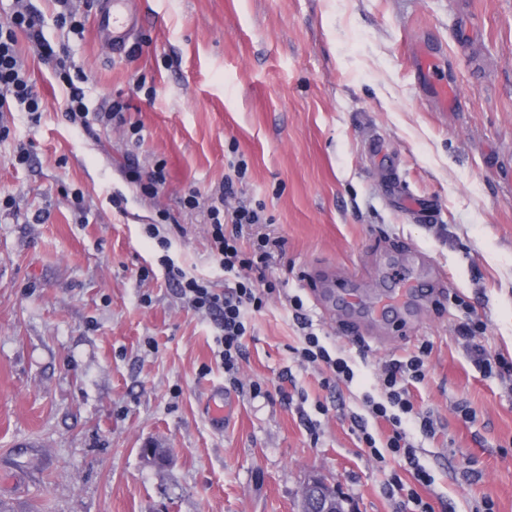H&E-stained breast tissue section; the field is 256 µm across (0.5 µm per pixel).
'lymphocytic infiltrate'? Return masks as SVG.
Returning <instances> with one entry per match:
<instances>
[{
    "mask_svg": "<svg viewBox=\"0 0 512 512\" xmlns=\"http://www.w3.org/2000/svg\"><path fill=\"white\" fill-rule=\"evenodd\" d=\"M27 32L37 52L51 63L66 87L65 112L72 122L89 127L92 121H112L120 118L124 105L107 101L104 111L90 112L86 104V90L73 80V67L66 50L55 49L44 37L40 16L21 5L5 22L0 23V112L19 109L26 112L31 124H39L44 111L43 103L26 77L17 51L18 32ZM232 177L226 178L218 194L211 198L208 208L211 256L224 274V290L214 288L211 281L187 274L175 265L169 256L160 262L168 277L178 286V293L195 310L213 316L220 330L216 342L224 367V378L231 385H239L240 364L247 357L244 339L251 329L252 312L262 308L265 291L262 273L271 257V244L261 241L252 251H244L240 238L244 226L265 223L260 207L239 205L225 209L224 203L234 196V182L243 178L248 166L245 160L231 165ZM294 316L303 336L298 350L302 362L326 370L336 381L350 383L355 371L349 357L329 349L313 328V322L303 311L301 299L293 301ZM432 348L424 341L412 354L386 361L379 375V395L364 394V414L353 417L358 439L368 454L384 460L385 456L403 457L411 463L413 483L405 493V512H432L423 498L430 490L434 477L416 458L414 444L406 425L415 422L422 434L434 433L431 415L418 413L411 400L412 386L423 383L428 374L426 358Z\"/></svg>",
    "mask_w": 512,
    "mask_h": 512,
    "instance_id": "1",
    "label": "lymphocytic infiltrate"
}]
</instances>
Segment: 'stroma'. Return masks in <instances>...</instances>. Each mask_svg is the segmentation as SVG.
<instances>
[{"mask_svg":"<svg viewBox=\"0 0 512 512\" xmlns=\"http://www.w3.org/2000/svg\"><path fill=\"white\" fill-rule=\"evenodd\" d=\"M28 2L90 76V109L107 98L126 109L120 125L72 124L59 78L20 40L48 109L35 128L19 111L0 117V504L299 512L322 475L351 512H403L408 462L369 457L352 416L384 362L427 340L413 400L436 434L413 441L435 478L433 512H475L485 498L512 512V379L481 376L458 333L479 321L476 343L512 356V0H131L136 25L118 53L97 30L103 0H70L78 31L56 25L55 0ZM423 50L452 101L424 89ZM241 158L227 205L259 204L268 218L241 244L269 237L284 252L266 271L274 291L252 315L236 388L216 323L179 298L159 258L223 288L207 205ZM160 166L164 187L144 193ZM192 190L195 209L183 204ZM422 198L438 222L414 220ZM159 223L166 252L146 232ZM332 273L358 309L320 300ZM411 280L429 291L409 315L374 318ZM294 296L351 358L353 384H325L299 361ZM148 445L167 461L147 464Z\"/></svg>","mask_w":512,"mask_h":512,"instance_id":"obj_1","label":"stroma"}]
</instances>
